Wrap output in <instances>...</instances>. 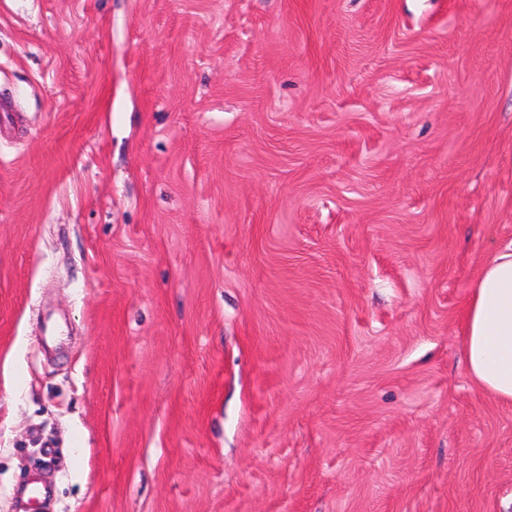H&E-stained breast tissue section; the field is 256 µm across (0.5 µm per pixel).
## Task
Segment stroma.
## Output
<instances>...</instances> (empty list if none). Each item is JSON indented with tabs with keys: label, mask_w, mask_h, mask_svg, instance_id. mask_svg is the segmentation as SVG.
<instances>
[{
	"label": "stroma",
	"mask_w": 512,
	"mask_h": 512,
	"mask_svg": "<svg viewBox=\"0 0 512 512\" xmlns=\"http://www.w3.org/2000/svg\"><path fill=\"white\" fill-rule=\"evenodd\" d=\"M4 99L0 512H512V0H0ZM462 351L470 378L512 404V241L481 264L463 313Z\"/></svg>",
	"instance_id": "stroma-1"
}]
</instances>
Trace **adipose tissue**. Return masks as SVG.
<instances>
[{
	"instance_id": "1",
	"label": "adipose tissue",
	"mask_w": 512,
	"mask_h": 512,
	"mask_svg": "<svg viewBox=\"0 0 512 512\" xmlns=\"http://www.w3.org/2000/svg\"><path fill=\"white\" fill-rule=\"evenodd\" d=\"M462 351L470 378L512 404V241L481 264L463 313Z\"/></svg>"
}]
</instances>
